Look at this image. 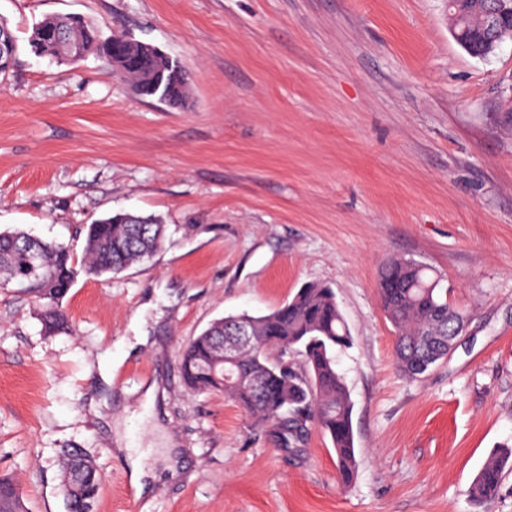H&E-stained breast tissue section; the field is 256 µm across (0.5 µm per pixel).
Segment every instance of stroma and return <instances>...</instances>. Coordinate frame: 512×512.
<instances>
[{"label": "stroma", "mask_w": 512, "mask_h": 512, "mask_svg": "<svg viewBox=\"0 0 512 512\" xmlns=\"http://www.w3.org/2000/svg\"><path fill=\"white\" fill-rule=\"evenodd\" d=\"M78 14L158 47L187 103L135 95L101 60L21 50L0 74V231L68 245L116 212L167 226L152 259L78 276L68 332L0 288V476L25 512H67L63 449L102 484L94 512H475L467 490L512 443V39L485 59L452 38L448 0H0L20 41ZM441 276L467 325L423 378L400 376L378 278L391 259ZM330 285L354 343L339 354L357 475L330 439L293 448L219 392L183 385L180 349L214 319L268 313ZM150 341L112 372L98 364ZM156 386L145 407L148 386ZM153 485L127 499L117 436Z\"/></svg>", "instance_id": "1"}]
</instances>
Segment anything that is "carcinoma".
I'll return each mask as SVG.
<instances>
[{"label": "carcinoma", "instance_id": "carcinoma-1", "mask_svg": "<svg viewBox=\"0 0 512 512\" xmlns=\"http://www.w3.org/2000/svg\"><path fill=\"white\" fill-rule=\"evenodd\" d=\"M114 32L73 14L36 21L28 39L30 52L77 65L90 56L104 60L111 73L140 97L161 95L164 103L181 106L189 97V76L179 63L134 40L125 54L136 58L126 66L112 54ZM165 225L153 215L116 213L85 228L84 253L76 263L70 249L23 230L0 234V288L18 287L39 302L43 331L55 335L69 329L61 307L79 272L101 277L120 273L151 259L162 247ZM382 308L394 332V359L409 379L424 377L448 358L450 346L465 328V317L448 301V289L429 268L408 259L384 265L378 279ZM245 324L252 342L238 346L233 365L214 368L231 345L235 323ZM353 338L339 310L333 288L306 284L267 314H240L213 321L181 351L184 383L191 392H221L259 426L278 429L279 444L300 442L307 423L315 424L332 442L341 484L356 470L352 404L337 356ZM512 465V444L490 456L468 488L480 505L498 494L503 471ZM61 477L78 486L81 496L66 497L67 512H82L84 497L97 495L100 474L79 448L64 451ZM0 512H23L22 495L11 479L0 477Z\"/></svg>", "mask_w": 512, "mask_h": 512}]
</instances>
